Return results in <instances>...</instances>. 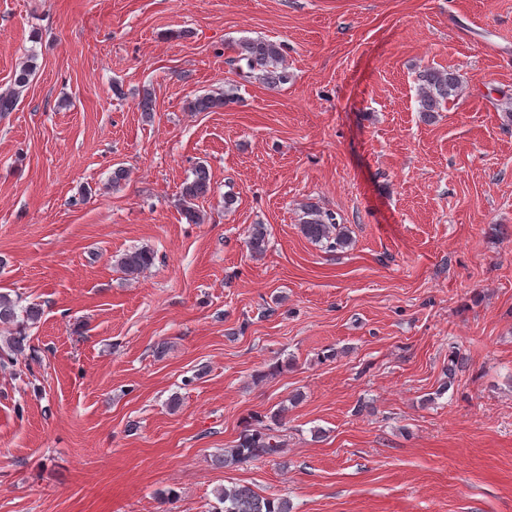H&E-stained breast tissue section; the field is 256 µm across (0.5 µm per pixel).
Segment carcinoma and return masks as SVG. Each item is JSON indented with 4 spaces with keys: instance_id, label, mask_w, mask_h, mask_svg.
<instances>
[{
    "instance_id": "obj_1",
    "label": "carcinoma",
    "mask_w": 512,
    "mask_h": 512,
    "mask_svg": "<svg viewBox=\"0 0 512 512\" xmlns=\"http://www.w3.org/2000/svg\"><path fill=\"white\" fill-rule=\"evenodd\" d=\"M236 56L228 60L231 66L245 63L248 73L257 76L267 85L275 88L288 84L292 75L285 63L284 45L263 38H245L236 43ZM35 57L22 63L15 74L13 85L0 92V113L10 112L17 104L22 89L34 74ZM420 83L419 111L430 117L461 93L458 76L448 70L426 68L418 75ZM236 96L225 93L221 96H198L188 103L191 112H212L233 102ZM211 190L209 170L202 162L198 163L192 176L186 178L180 188L181 212L191 224L203 223V215L197 208V202ZM300 230L310 241L322 244L331 251L343 250L351 245L347 231L336 222V216L322 209L318 204L309 202L303 207L300 218ZM251 255H262L267 246V228L263 224H253L248 229L245 241ZM119 266L129 277H138L154 264V254L145 248L130 250L121 255ZM41 318V308L36 304L19 307L18 301L7 294L0 293V327L9 335L4 337L0 347V361L12 364L17 356L24 353L27 344L26 329ZM288 407L282 405L270 416V423H263L257 417L258 426L247 425L240 432L235 445L224 451V465L237 466L253 460L277 455L284 446L278 434L283 426ZM216 498L223 507L219 512H292L288 499L267 498L255 493L247 486L224 487L217 491Z\"/></svg>"
}]
</instances>
